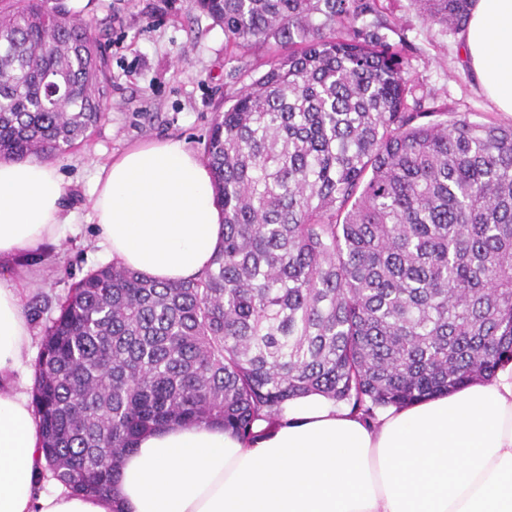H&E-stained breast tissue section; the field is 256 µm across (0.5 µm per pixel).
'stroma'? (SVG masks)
<instances>
[{"mask_svg": "<svg viewBox=\"0 0 512 512\" xmlns=\"http://www.w3.org/2000/svg\"><path fill=\"white\" fill-rule=\"evenodd\" d=\"M380 2L388 39L403 36L411 45L413 101L426 111L466 112L474 121H512L478 92L461 56V32L423 24L413 0ZM65 3L92 24L107 63L110 98L88 140L53 161L63 181V204L76 214L78 228L64 230L57 242L45 246L44 261L29 267L33 281L25 303L41 310L32 320L37 339L45 320L57 315L58 300L108 262L95 245L97 230L90 219V189L99 167L148 140H181L202 151L215 113L227 109L250 82L235 75L239 62L226 46L223 29L190 0Z\"/></svg>", "mask_w": 512, "mask_h": 512, "instance_id": "1", "label": "stroma"}]
</instances>
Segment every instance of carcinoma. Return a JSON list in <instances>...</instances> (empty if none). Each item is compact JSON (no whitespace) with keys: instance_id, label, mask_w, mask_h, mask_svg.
<instances>
[{"instance_id":"1","label":"carcinoma","mask_w":512,"mask_h":512,"mask_svg":"<svg viewBox=\"0 0 512 512\" xmlns=\"http://www.w3.org/2000/svg\"><path fill=\"white\" fill-rule=\"evenodd\" d=\"M465 28L474 0H415ZM227 45L274 49L203 155L224 214L178 283L112 263L43 329L33 403L51 477L105 495L146 432L255 437L320 393L363 416L512 360V124L408 104L377 0H193ZM106 62L63 0H0V158L65 155L103 118Z\"/></svg>"}]
</instances>
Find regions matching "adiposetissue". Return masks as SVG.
<instances>
[{"instance_id": "obj_1", "label": "adipose tissue", "mask_w": 512, "mask_h": 512, "mask_svg": "<svg viewBox=\"0 0 512 512\" xmlns=\"http://www.w3.org/2000/svg\"><path fill=\"white\" fill-rule=\"evenodd\" d=\"M478 89L512 114V0H475L462 35ZM56 167L0 160V512H512V362L487 382L366 419L320 394L293 400L245 440L222 426L139 440L102 496L39 490L30 396L16 381L32 340L16 263L70 218ZM91 210L114 262L180 282L219 250L212 175L180 140L134 146L100 167Z\"/></svg>"}]
</instances>
